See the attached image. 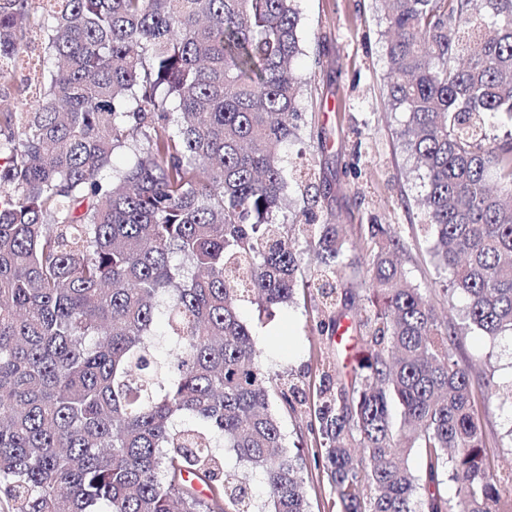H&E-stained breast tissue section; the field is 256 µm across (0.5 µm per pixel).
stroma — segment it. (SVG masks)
I'll use <instances>...</instances> for the list:
<instances>
[{
  "label": "stroma",
  "instance_id": "1",
  "mask_svg": "<svg viewBox=\"0 0 512 512\" xmlns=\"http://www.w3.org/2000/svg\"><path fill=\"white\" fill-rule=\"evenodd\" d=\"M302 53L296 73L302 80L299 109L306 117L284 158L304 153L329 193L320 200V218L342 224L356 239L363 224H390L404 240L401 260L414 284L429 291L440 317L455 319L460 302L444 290L428 243L421 237L418 201L423 194L413 159L402 146L404 116L387 97L386 5L384 0H296ZM317 298L298 289L291 304L259 316L249 302L241 311L251 323L271 373L296 383L295 410L283 414L289 443L302 458V489L309 512H339L330 481L318 462L319 437L312 430L322 370L348 379L355 364L337 337L313 333ZM460 361L474 374L490 370L497 381L512 380V336L489 340L471 332L459 339ZM484 439L497 467L512 466V408L477 400Z\"/></svg>",
  "mask_w": 512,
  "mask_h": 512
}]
</instances>
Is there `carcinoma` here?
<instances>
[{
  "label": "carcinoma",
  "mask_w": 512,
  "mask_h": 512,
  "mask_svg": "<svg viewBox=\"0 0 512 512\" xmlns=\"http://www.w3.org/2000/svg\"><path fill=\"white\" fill-rule=\"evenodd\" d=\"M388 96L424 181L443 323L386 224H362L369 308L350 380L321 376L315 430L341 512H512L455 350L512 335V0H390ZM295 0H0V73L42 62L0 106V492L12 512H308L240 303L311 288L354 304L352 242L304 210L319 267L275 213L296 137ZM131 161L118 168L114 157ZM164 321L168 349L153 337ZM335 335L340 316L316 322ZM224 447L262 492L226 470ZM420 454V471L408 466ZM455 487L454 497L440 485Z\"/></svg>",
  "instance_id": "carcinoma-1"
}]
</instances>
